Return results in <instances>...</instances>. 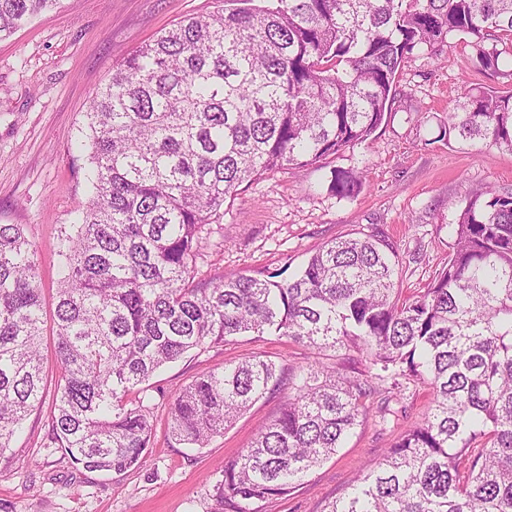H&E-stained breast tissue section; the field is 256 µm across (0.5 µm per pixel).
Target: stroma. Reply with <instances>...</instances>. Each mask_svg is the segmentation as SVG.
I'll return each instance as SVG.
<instances>
[{"label":"stroma","instance_id":"stroma-1","mask_svg":"<svg viewBox=\"0 0 512 512\" xmlns=\"http://www.w3.org/2000/svg\"><path fill=\"white\" fill-rule=\"evenodd\" d=\"M217 8V0H58L0 40V224L22 225L35 243L45 298L58 287L56 237L89 198L90 152L75 144L88 133L93 90L159 31ZM475 89L509 91L512 78L478 70L474 49L458 37L436 55H414L402 69L390 118L368 143L345 150L327 168L269 173L225 205L202 232L196 279L291 274L331 239L372 235L392 243L404 294L423 291L448 262L468 192L512 189V153L436 140L440 121ZM334 167L363 173L357 197L329 194ZM249 357L296 367L310 362L311 351L275 336H238L191 351L146 382L152 444L141 467L121 474L73 464L47 446L45 412L31 414L26 433L0 455V512H210L221 467L250 446L283 396L261 398L202 448L172 437L169 404L201 374ZM429 398L420 387L406 394L405 415L371 416L299 486L265 503L264 512H322L421 420ZM23 458L28 466H20Z\"/></svg>","mask_w":512,"mask_h":512}]
</instances>
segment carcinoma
<instances>
[{
    "mask_svg": "<svg viewBox=\"0 0 512 512\" xmlns=\"http://www.w3.org/2000/svg\"><path fill=\"white\" fill-rule=\"evenodd\" d=\"M55 2L0 0V39ZM456 34L498 72L512 0H224L124 57L92 93L91 197L55 245V382L36 246L0 224V455L45 406L47 438L74 463L125 472L152 435L143 384L192 350L278 336L345 351L340 370L245 359L171 403L175 440L202 448L286 393L224 463L210 512H263L371 414H395L408 384L432 390L421 422L325 512H512V191H471L447 266L416 294L398 288L382 237L331 240L288 278L193 280L200 233L225 203L365 143L392 112L404 62ZM437 140L512 152V91L465 94ZM362 185L357 170H331L341 199Z\"/></svg>",
    "mask_w": 512,
    "mask_h": 512,
    "instance_id": "cac0c4a2",
    "label": "carcinoma"
}]
</instances>
